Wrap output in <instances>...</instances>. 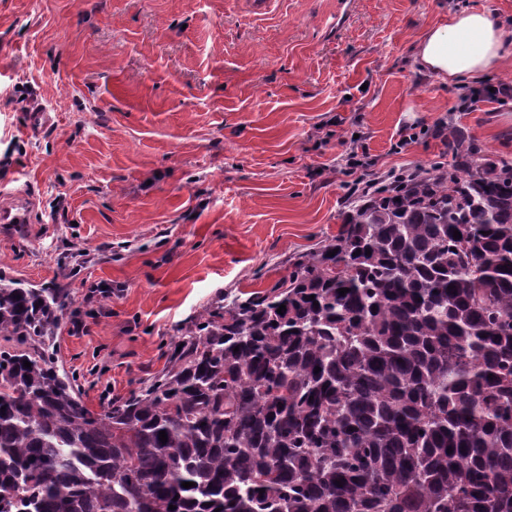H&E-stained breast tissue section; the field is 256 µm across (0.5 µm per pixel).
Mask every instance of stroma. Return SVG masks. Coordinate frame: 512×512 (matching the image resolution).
Segmentation results:
<instances>
[{
  "label": "stroma",
  "instance_id": "35a3bbf8",
  "mask_svg": "<svg viewBox=\"0 0 512 512\" xmlns=\"http://www.w3.org/2000/svg\"><path fill=\"white\" fill-rule=\"evenodd\" d=\"M464 7L512 38V0H0V207L28 204L0 223V267L62 289L57 360L90 408L161 371L200 311L335 237L352 139L379 176L446 153L443 123L512 160V101L461 109L465 85L414 63Z\"/></svg>",
  "mask_w": 512,
  "mask_h": 512
}]
</instances>
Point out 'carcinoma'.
Wrapping results in <instances>:
<instances>
[{
  "instance_id": "carcinoma-1",
  "label": "carcinoma",
  "mask_w": 512,
  "mask_h": 512,
  "mask_svg": "<svg viewBox=\"0 0 512 512\" xmlns=\"http://www.w3.org/2000/svg\"><path fill=\"white\" fill-rule=\"evenodd\" d=\"M447 148L99 412L62 290L0 270V512H512V161Z\"/></svg>"
}]
</instances>
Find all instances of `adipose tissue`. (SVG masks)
Returning a JSON list of instances; mask_svg holds the SVG:
<instances>
[{
    "instance_id": "ef3b65f1",
    "label": "adipose tissue",
    "mask_w": 512,
    "mask_h": 512,
    "mask_svg": "<svg viewBox=\"0 0 512 512\" xmlns=\"http://www.w3.org/2000/svg\"><path fill=\"white\" fill-rule=\"evenodd\" d=\"M511 60L512 42L503 23L478 8L451 13L427 26L415 52L422 72L453 83L479 81Z\"/></svg>"
}]
</instances>
